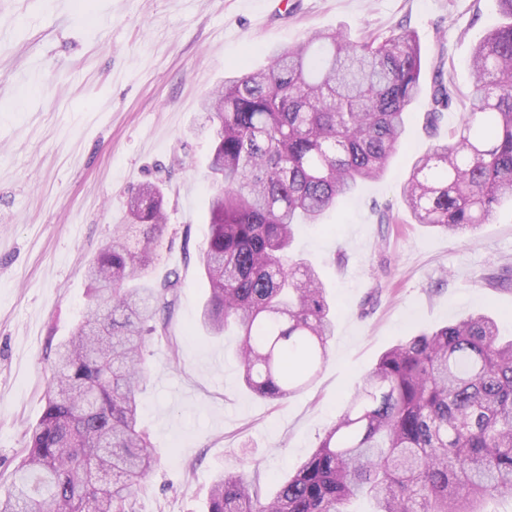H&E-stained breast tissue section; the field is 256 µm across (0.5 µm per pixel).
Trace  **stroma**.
I'll return each instance as SVG.
<instances>
[{"instance_id":"stroma-1","label":"stroma","mask_w":512,"mask_h":512,"mask_svg":"<svg viewBox=\"0 0 512 512\" xmlns=\"http://www.w3.org/2000/svg\"><path fill=\"white\" fill-rule=\"evenodd\" d=\"M501 21L493 0H0V493L43 413L54 348L88 310L85 267L149 178L165 182L169 216L149 276L178 272L181 288L169 337L145 352L139 425L159 462L135 512H203L215 476L233 468L274 491L383 351L420 330L483 312L512 336V202L451 235L414 223L403 197L415 158L465 112L472 50ZM400 24L425 78L444 66L454 96L433 133L428 98L414 103L383 178L301 228L295 253L326 282L336 330L313 385L259 398L239 381L236 336L199 325L213 191L201 101L232 69L266 66L271 48Z\"/></svg>"}]
</instances>
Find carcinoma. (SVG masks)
I'll list each match as a JSON object with an SVG mask.
<instances>
[{
  "label": "carcinoma",
  "mask_w": 512,
  "mask_h": 512,
  "mask_svg": "<svg viewBox=\"0 0 512 512\" xmlns=\"http://www.w3.org/2000/svg\"><path fill=\"white\" fill-rule=\"evenodd\" d=\"M268 65L224 79L203 102L212 122L211 234L200 321L238 336L242 382L281 401L313 382L335 321L316 268L290 253L299 224H318L365 181L384 176L424 93L422 52L401 27L355 42L315 33L272 48ZM469 109L451 139L419 156L404 184L418 224L467 234L512 200V22L490 30L471 62ZM438 66L425 127L452 100ZM124 229L87 267L92 306L58 346L45 407L29 430L0 512H133L158 462L139 427L143 351L169 335L180 276L150 280L167 223L159 183L127 201ZM512 496V339L484 314L420 331L384 351L337 423L298 470L263 496L258 477L226 470L205 512H477Z\"/></svg>",
  "instance_id": "carcinoma-1"
}]
</instances>
